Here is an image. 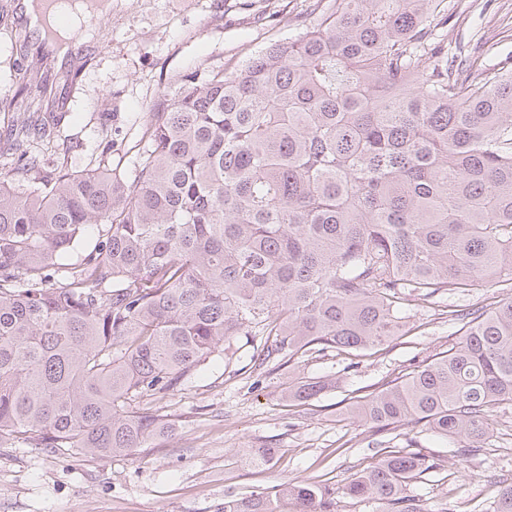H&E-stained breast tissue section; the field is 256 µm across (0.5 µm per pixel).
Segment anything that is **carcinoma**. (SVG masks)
I'll return each mask as SVG.
<instances>
[{"instance_id":"1","label":"carcinoma","mask_w":512,"mask_h":512,"mask_svg":"<svg viewBox=\"0 0 512 512\" xmlns=\"http://www.w3.org/2000/svg\"><path fill=\"white\" fill-rule=\"evenodd\" d=\"M436 2L316 0L297 37L182 76L129 176L47 164L56 75L17 68L25 113L0 138L14 161L0 173L1 446L127 456L173 430L143 402L251 328L285 364L310 346L371 350L412 301L512 281V74L448 64ZM448 316V350L355 397L353 416L481 447L512 403V300ZM325 388L293 381L288 399ZM376 448L341 482L230 495L221 512H335L339 495L428 512L406 487L440 459ZM494 512H512V484Z\"/></svg>"}]
</instances>
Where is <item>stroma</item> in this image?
<instances>
[{
	"label": "stroma",
	"mask_w": 512,
	"mask_h": 512,
	"mask_svg": "<svg viewBox=\"0 0 512 512\" xmlns=\"http://www.w3.org/2000/svg\"><path fill=\"white\" fill-rule=\"evenodd\" d=\"M10 13L0 23V98L15 99L14 71L29 31L20 0H0ZM312 0H112L108 16L84 17L77 55L55 63L57 94L66 115L56 131L67 146L69 169L82 171L132 159L148 111L180 76L198 66L242 64L272 43L298 32ZM433 24L448 50L486 68L512 71V0H441ZM76 55V56H77ZM512 297V288L451 293L435 303L413 302L409 332L382 351H300L293 362L256 367L252 354L264 338L234 339L231 359L214 358L185 389L154 401L171 437L128 457L63 454L50 448L0 447V512H219L228 492L260 491L325 476L343 480L375 459L368 424L346 411L349 397L376 391L411 365L446 350L456 327L448 310ZM319 377L327 389L311 402L289 401V381ZM482 448L461 454L452 443L403 422L382 436L402 447L416 440L440 458L442 470L406 488L427 512H493L501 484L512 483V405L492 412ZM277 448L272 463L242 464L247 450Z\"/></svg>",
	"instance_id": "stroma-1"
}]
</instances>
